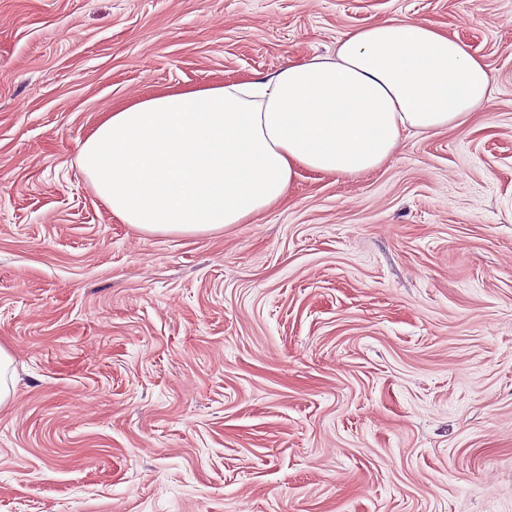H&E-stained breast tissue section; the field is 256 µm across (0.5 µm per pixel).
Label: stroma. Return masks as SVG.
Returning a JSON list of instances; mask_svg holds the SVG:
<instances>
[{
  "instance_id": "obj_1",
  "label": "stroma",
  "mask_w": 512,
  "mask_h": 512,
  "mask_svg": "<svg viewBox=\"0 0 512 512\" xmlns=\"http://www.w3.org/2000/svg\"><path fill=\"white\" fill-rule=\"evenodd\" d=\"M485 104L251 223L155 236L78 162L111 112L386 19ZM0 512H512V0H0ZM12 357L0 347V407L6 405L12 398L14 389V370Z\"/></svg>"
}]
</instances>
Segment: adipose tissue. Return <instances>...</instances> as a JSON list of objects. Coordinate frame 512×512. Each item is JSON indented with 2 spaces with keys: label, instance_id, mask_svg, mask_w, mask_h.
Masks as SVG:
<instances>
[{
  "label": "adipose tissue",
  "instance_id": "adipose-tissue-1",
  "mask_svg": "<svg viewBox=\"0 0 512 512\" xmlns=\"http://www.w3.org/2000/svg\"><path fill=\"white\" fill-rule=\"evenodd\" d=\"M488 91L487 66L466 43L389 19L264 78L167 89L118 108L83 142L80 166L122 223L218 233L281 201L299 171L378 169L403 133L457 126Z\"/></svg>",
  "mask_w": 512,
  "mask_h": 512
}]
</instances>
